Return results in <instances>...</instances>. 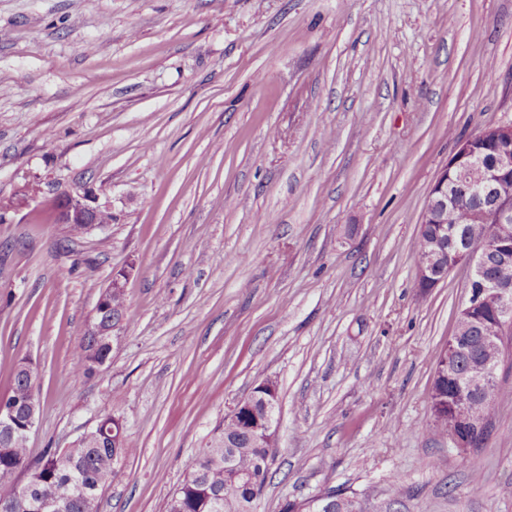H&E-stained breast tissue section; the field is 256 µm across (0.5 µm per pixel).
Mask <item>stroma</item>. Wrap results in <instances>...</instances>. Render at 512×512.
Wrapping results in <instances>:
<instances>
[{
  "label": "stroma",
  "instance_id": "obj_1",
  "mask_svg": "<svg viewBox=\"0 0 512 512\" xmlns=\"http://www.w3.org/2000/svg\"><path fill=\"white\" fill-rule=\"evenodd\" d=\"M512 122V0H0V199L92 192L80 237L0 221V396L37 366V457L100 416L131 441L99 512H165L265 378L279 452L256 512L330 488L370 512H512V329L483 447L433 422L459 267L414 283L459 140ZM127 270L121 343L75 346Z\"/></svg>",
  "mask_w": 512,
  "mask_h": 512
}]
</instances>
